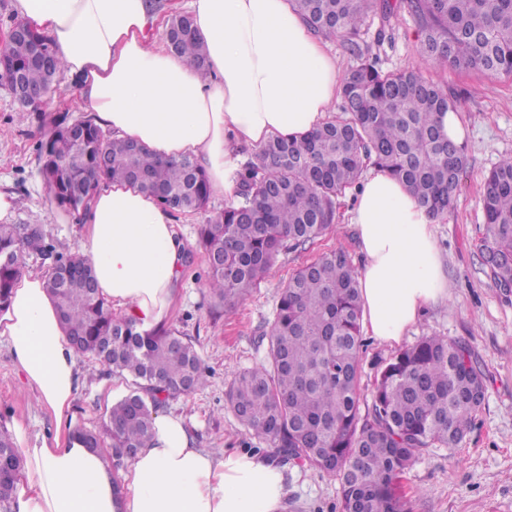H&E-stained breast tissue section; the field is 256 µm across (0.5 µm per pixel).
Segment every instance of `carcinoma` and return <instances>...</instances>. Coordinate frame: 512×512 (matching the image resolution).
<instances>
[{"label":"carcinoma","instance_id":"1","mask_svg":"<svg viewBox=\"0 0 512 512\" xmlns=\"http://www.w3.org/2000/svg\"><path fill=\"white\" fill-rule=\"evenodd\" d=\"M315 35L343 36L357 64L341 85L340 115L301 139L277 136L238 174L241 201L200 227L208 259L207 288L232 315L276 256L313 242L336 224V206L360 184L367 163L405 184L434 218L454 209L466 144L443 136L440 114L460 99L425 75L430 66L512 79V0H400L423 34L420 60L385 72L355 40L368 11L391 13L390 0H290ZM30 37L0 52V79L15 74L43 94L62 72L51 38L19 17ZM166 48L206 74V52L183 13L168 18ZM40 46L50 58L32 57ZM40 174L50 201L71 214L88 209L93 189L112 182L157 190L171 212L207 213L211 186L193 161H163L90 117L64 118L40 147ZM486 233L481 252L496 286L512 285V161L483 180ZM47 251L37 224H0V307L10 297L30 252ZM47 286L76 353L132 379L108 411L102 433L77 429L82 443L106 453L114 471L131 462L154 436V414L168 399L189 396L207 382L192 339L171 327L140 328L115 317L101 297L91 266L78 253L59 260ZM362 305L359 276L348 253L331 249L302 265L283 288L260 364L239 372L226 398L249 433L268 441L279 466L306 464L339 481L342 512H403L401 474L427 448H455L474 424L484 397L482 373L469 345L425 336L380 366L371 405L360 410ZM0 512H10L20 458L0 426Z\"/></svg>","mask_w":512,"mask_h":512}]
</instances>
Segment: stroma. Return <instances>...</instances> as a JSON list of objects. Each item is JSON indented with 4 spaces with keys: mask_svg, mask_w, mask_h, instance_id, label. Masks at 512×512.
Instances as JSON below:
<instances>
[{
    "mask_svg": "<svg viewBox=\"0 0 512 512\" xmlns=\"http://www.w3.org/2000/svg\"><path fill=\"white\" fill-rule=\"evenodd\" d=\"M386 28L393 41L376 44L375 33ZM421 36L406 9L390 17L369 11L358 41L369 45L383 70L396 71L418 61ZM429 79L462 98L461 118L467 127L468 164L461 172L453 211L437 220L435 233L448 277L447 302L429 306L402 341L415 344L438 335L470 344L484 376V400L475 424L455 450L430 448L398 480L405 512H512V293L496 288L482 263L485 235L481 188L485 175L512 160V81L432 67ZM57 92L35 109L20 111L0 88V191L16 198L14 224H37L52 248L51 256L31 253L24 274L47 275L52 260L80 248L82 223H57L40 174L39 145L51 119L85 116L67 75L57 78ZM351 195L340 197L337 221L305 248L278 256L265 278L240 301L235 316H225L206 284L207 259L197 245L203 215L176 214L177 232L186 245L177 283L171 326L191 336L207 374V384L190 397L168 400L164 413L180 415L196 447L215 453L259 449L269 456L268 442L247 433L225 399L234 375L259 364L278 297L289 277L321 253L341 248L353 263L361 257L347 212ZM76 395L70 413L74 427L98 430L112 406L130 386L87 357H79ZM21 423L31 443L52 441L57 433L53 414L42 408L35 392L16 373L5 338H0V425ZM288 512H342L336 478L306 466H284Z\"/></svg>",
    "mask_w": 512,
    "mask_h": 512,
    "instance_id": "35a3bbf8",
    "label": "stroma"
}]
</instances>
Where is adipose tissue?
<instances>
[{
  "label": "adipose tissue",
  "mask_w": 512,
  "mask_h": 512,
  "mask_svg": "<svg viewBox=\"0 0 512 512\" xmlns=\"http://www.w3.org/2000/svg\"><path fill=\"white\" fill-rule=\"evenodd\" d=\"M49 35L65 73L113 137L161 159L199 158L214 193L232 200L242 150L277 135L302 138L328 120L340 89L336 59L289 0H191L205 43L206 74L158 45L152 0H15ZM81 252L98 288L122 315L147 327L168 322L184 245L172 213L120 182L98 188L83 216ZM363 265L364 327L400 342L423 310L448 297L435 221L401 181L369 171L350 213ZM15 369L57 421L76 392L77 358L38 275L23 276L0 310ZM153 444L114 473L102 451L73 433L21 444L25 480L13 512H284L282 470L239 452L195 447L181 416L155 421Z\"/></svg>",
  "instance_id": "ef3b65f1"
}]
</instances>
